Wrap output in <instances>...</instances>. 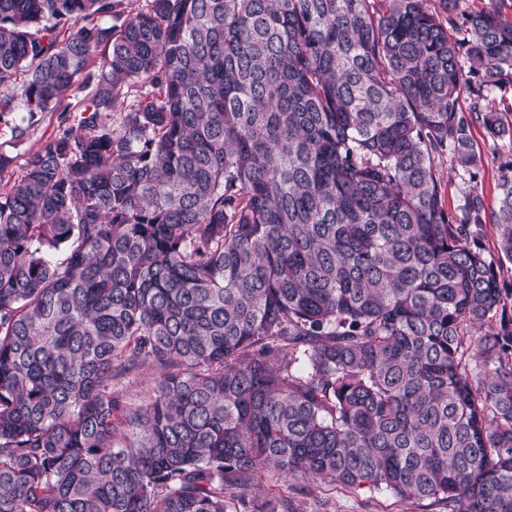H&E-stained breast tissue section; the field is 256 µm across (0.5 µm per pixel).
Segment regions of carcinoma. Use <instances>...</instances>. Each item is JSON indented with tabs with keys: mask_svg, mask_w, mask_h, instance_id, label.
Masks as SVG:
<instances>
[{
	"mask_svg": "<svg viewBox=\"0 0 512 512\" xmlns=\"http://www.w3.org/2000/svg\"><path fill=\"white\" fill-rule=\"evenodd\" d=\"M0 0V512H242L255 473L512 512V19L429 0ZM71 24L62 36L58 26ZM468 94L470 105L460 98ZM134 95L118 124L115 107ZM148 400L117 389L143 370ZM76 112H38L31 116L29 112L18 103H15L13 112H4L1 116L0 129L4 134L0 136V155L12 159L11 165L2 173L3 184L8 183L6 189L13 181L22 174L23 164L28 154L36 151L51 136H54L59 130V124L62 118L70 116L66 125L76 127ZM8 126H17L22 134L18 137H12ZM472 138L476 150L480 151L482 163L476 170L472 183L464 184L459 172L452 171L450 158L445 156L436 160L438 173L441 175V202L449 212H454L462 203L465 187L474 186L482 195L486 212H490L498 197V178L500 165L512 160V138L492 141L479 123L472 128Z\"/></svg>",
	"mask_w": 512,
	"mask_h": 512,
	"instance_id": "cac0c4a2",
	"label": "carcinoma"
}]
</instances>
